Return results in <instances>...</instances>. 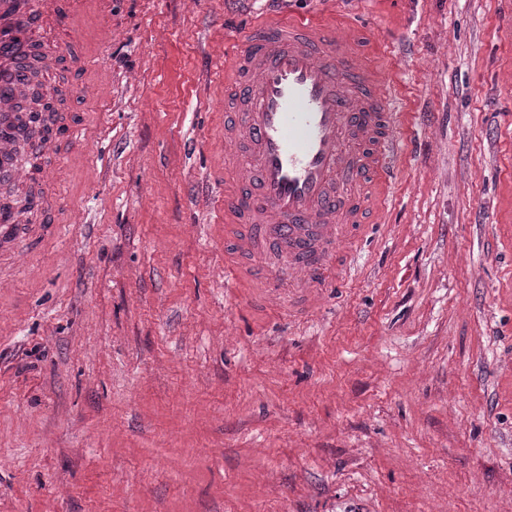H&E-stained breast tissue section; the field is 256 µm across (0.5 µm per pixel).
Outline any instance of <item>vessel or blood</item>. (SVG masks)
Wrapping results in <instances>:
<instances>
[{
	"mask_svg": "<svg viewBox=\"0 0 512 512\" xmlns=\"http://www.w3.org/2000/svg\"><path fill=\"white\" fill-rule=\"evenodd\" d=\"M71 0H0V112L29 88L13 63L45 26L73 27ZM390 78L339 40L328 23L265 21L224 51V279L252 269L270 289L328 288L349 268L347 244L389 205L403 146ZM79 122H56L44 141L0 138V173L19 181L22 152L87 142Z\"/></svg>",
	"mask_w": 512,
	"mask_h": 512,
	"instance_id": "vessel-or-blood-1",
	"label": "vessel or blood"
}]
</instances>
